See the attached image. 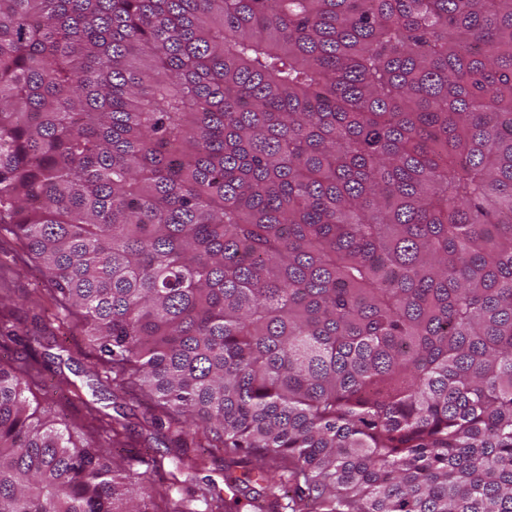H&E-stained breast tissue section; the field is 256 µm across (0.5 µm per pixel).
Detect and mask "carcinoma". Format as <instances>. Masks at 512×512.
<instances>
[{
	"mask_svg": "<svg viewBox=\"0 0 512 512\" xmlns=\"http://www.w3.org/2000/svg\"><path fill=\"white\" fill-rule=\"evenodd\" d=\"M291 512H512V0H0V235ZM0 363V512L160 511Z\"/></svg>",
	"mask_w": 512,
	"mask_h": 512,
	"instance_id": "obj_1",
	"label": "carcinoma"
}]
</instances>
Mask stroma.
<instances>
[{"label":"stroma","mask_w":512,"mask_h":512,"mask_svg":"<svg viewBox=\"0 0 512 512\" xmlns=\"http://www.w3.org/2000/svg\"><path fill=\"white\" fill-rule=\"evenodd\" d=\"M23 253L20 241L0 237V305L10 313V326L17 340L0 348V361L20 356L27 343H34L43 364V378L32 388L42 406L52 408L72 426L77 427L80 443L90 437L83 427L88 412H95L129 424L139 451L138 457L115 449L114 464L118 468H133L145 473L151 487L166 484L177 458H191L197 452L198 437L178 436L176 428H149L148 406L139 396L120 394L101 398L93 395L83 375L95 356L93 345L79 330L59 327L51 318L53 309L49 285L36 267L20 271L16 264ZM158 452L160 466L148 464L145 455Z\"/></svg>","instance_id":"35a3bbf8"}]
</instances>
